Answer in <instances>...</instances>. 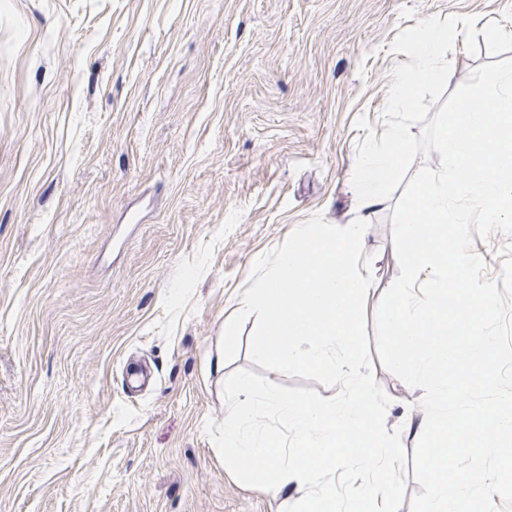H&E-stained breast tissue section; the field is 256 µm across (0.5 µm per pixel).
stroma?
Returning a JSON list of instances; mask_svg holds the SVG:
<instances>
[{
	"mask_svg": "<svg viewBox=\"0 0 512 512\" xmlns=\"http://www.w3.org/2000/svg\"><path fill=\"white\" fill-rule=\"evenodd\" d=\"M512 32V0H0V512H284L240 484L208 422L253 369L256 261L359 216L376 134L422 18ZM389 205L364 252L366 332L399 275ZM386 427L423 389L370 355Z\"/></svg>",
	"mask_w": 512,
	"mask_h": 512,
	"instance_id": "stroma-1",
	"label": "stroma"
}]
</instances>
